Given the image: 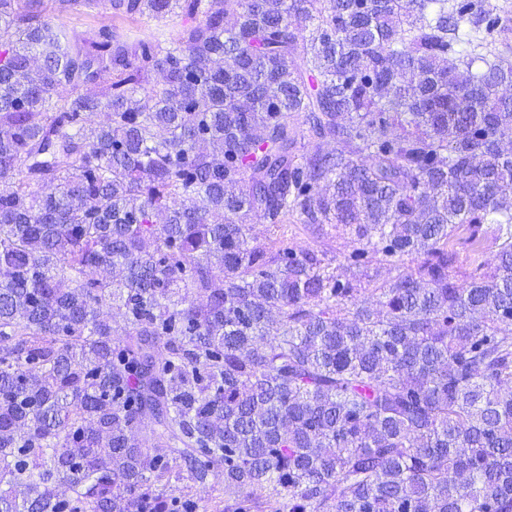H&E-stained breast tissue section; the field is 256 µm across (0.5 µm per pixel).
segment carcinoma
Instances as JSON below:
<instances>
[{"mask_svg": "<svg viewBox=\"0 0 512 512\" xmlns=\"http://www.w3.org/2000/svg\"><path fill=\"white\" fill-rule=\"evenodd\" d=\"M55 2L116 23L0 0V512H512V11ZM53 0H43V19L52 26L67 29L69 32L83 33L87 30H98L103 26H112V17L108 10H101L92 17L76 14H59L54 10ZM324 237L316 232L298 230L294 242L300 248L304 249H319L322 240L330 239L332 243L331 253L329 257L333 258V263L336 265L337 262L343 261V256L353 248V243L347 235L336 234L334 226L325 224L323 227ZM328 237V238H327ZM466 237V232L460 231L452 242V246L456 254L458 277L460 279L464 278V276L468 274L478 263L490 259L498 249V243L494 240L491 234L486 236L479 252H475L474 249L466 242Z\"/></svg>", "mask_w": 512, "mask_h": 512, "instance_id": "carcinoma-1", "label": "carcinoma"}]
</instances>
